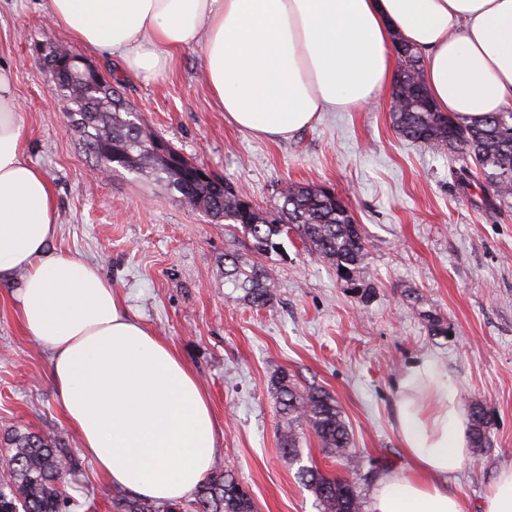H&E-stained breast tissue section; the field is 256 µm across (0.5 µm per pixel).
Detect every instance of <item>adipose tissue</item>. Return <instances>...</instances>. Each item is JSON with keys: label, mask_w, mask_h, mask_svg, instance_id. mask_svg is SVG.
Segmentation results:
<instances>
[{"label": "adipose tissue", "mask_w": 512, "mask_h": 512, "mask_svg": "<svg viewBox=\"0 0 512 512\" xmlns=\"http://www.w3.org/2000/svg\"><path fill=\"white\" fill-rule=\"evenodd\" d=\"M50 21L150 79L198 44L228 123L286 140L324 112H352L393 83L396 42L418 48L436 109L469 121L512 104V0H46ZM57 208L22 147L13 73L0 66V281L21 275L25 333L80 446L112 483L153 502L182 500L218 450L192 368L122 307L90 263L48 249ZM409 461L383 476L370 512H463L448 489L470 455L469 419L447 363L432 354L397 382Z\"/></svg>", "instance_id": "adipose-tissue-1"}]
</instances>
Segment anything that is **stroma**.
<instances>
[{
    "instance_id": "stroma-1",
    "label": "stroma",
    "mask_w": 512,
    "mask_h": 512,
    "mask_svg": "<svg viewBox=\"0 0 512 512\" xmlns=\"http://www.w3.org/2000/svg\"><path fill=\"white\" fill-rule=\"evenodd\" d=\"M44 5L0 0V65L14 74L24 151L54 188L50 248L96 265L126 308L195 370L218 427L216 467L251 490L258 512H318L299 465L349 474L310 433L301 463L281 453L273 380L285 370L334 395L368 476L361 493L371 497L384 474L408 465L397 380L432 353L447 361L463 408L481 403L491 418L489 447L472 450L448 482L465 512H482L487 485L512 461V210L458 184L461 155L405 140L390 95L359 112L323 113L286 141L256 138L225 121L203 82L199 47L146 79L50 24ZM56 44L118 82L145 127L256 206L276 204L291 182L334 190L365 231V273L343 280L299 236L283 235L264 260L273 300L249 305L225 285L224 256L250 253V236L151 179L122 169L95 175L46 82L44 51ZM14 288L0 283V453L13 431L57 434L78 478L67 512H115L127 492L82 456L50 378V353L22 331ZM431 315L446 335H433Z\"/></svg>"
}]
</instances>
